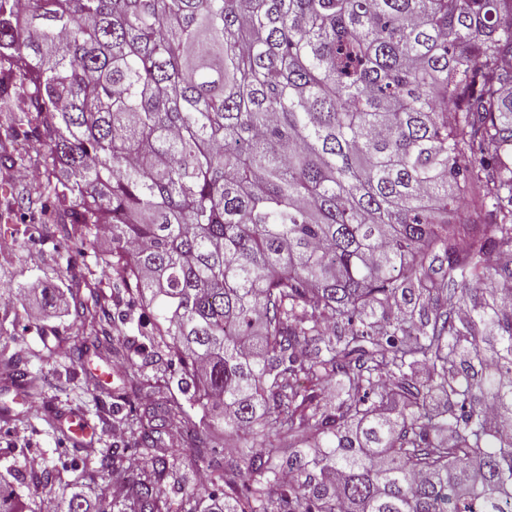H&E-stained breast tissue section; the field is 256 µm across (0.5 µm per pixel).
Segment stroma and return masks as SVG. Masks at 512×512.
<instances>
[{
  "label": "stroma",
  "instance_id": "obj_1",
  "mask_svg": "<svg viewBox=\"0 0 512 512\" xmlns=\"http://www.w3.org/2000/svg\"><path fill=\"white\" fill-rule=\"evenodd\" d=\"M112 249V240L99 237L95 252L75 256L73 242L63 239L53 226H39L22 234L16 225L0 223V322L9 334L0 338L5 351L0 357L17 358L41 370L44 398H24L0 375V479L25 492L37 485L55 488L78 481L82 470V441L78 436L51 430L44 421L47 402L81 414L92 395L84 391L71 375V363L56 352L57 339L76 335L73 317L67 310L68 293L58 277L67 255H74L75 274L94 273L109 298L116 334L134 347H142L157 355H165L164 345L153 334L149 310L140 306L130 291L108 278L102 257ZM53 288L57 300L52 306H41L39 315H31L33 304H39L42 289ZM214 462L185 457L181 462L184 479L180 484H163L162 496L168 512H180L182 501L189 495L223 493L219 479L220 466L235 459V443L218 437ZM42 458L39 471H31L29 456Z\"/></svg>",
  "mask_w": 512,
  "mask_h": 512
}]
</instances>
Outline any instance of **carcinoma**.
Instances as JSON below:
<instances>
[{
    "label": "carcinoma",
    "instance_id": "1",
    "mask_svg": "<svg viewBox=\"0 0 512 512\" xmlns=\"http://www.w3.org/2000/svg\"><path fill=\"white\" fill-rule=\"evenodd\" d=\"M512 0H0V168L44 169L0 217L80 251L110 228V273L170 339L165 385L117 419L127 494L50 512H168L186 452L241 437L229 494L182 512H257L237 483L291 472L279 512H512ZM467 203L479 220L448 222ZM64 278L83 337L146 388L91 279ZM315 341V349L308 342ZM15 386L39 370L4 364ZM336 383V413L318 391ZM95 405L111 395L88 373ZM182 431L164 438L163 427ZM304 440L306 449L298 448ZM0 512H42L0 482Z\"/></svg>",
    "mask_w": 512,
    "mask_h": 512
}]
</instances>
